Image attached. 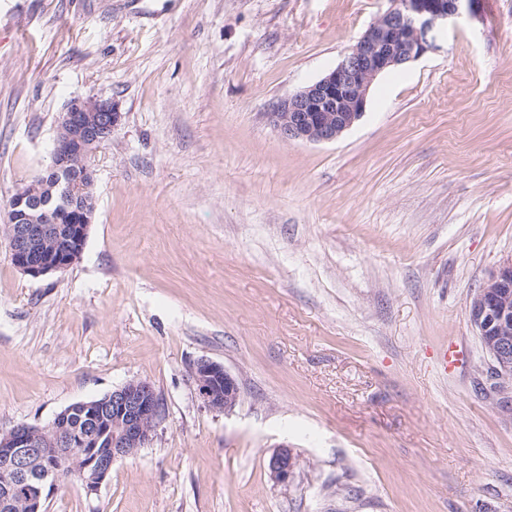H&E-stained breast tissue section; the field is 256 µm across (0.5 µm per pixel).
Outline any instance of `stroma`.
<instances>
[{"mask_svg":"<svg viewBox=\"0 0 512 512\" xmlns=\"http://www.w3.org/2000/svg\"><path fill=\"white\" fill-rule=\"evenodd\" d=\"M390 6L0 0V432L131 381L162 409L97 493L71 481L46 512H512V396L468 316L512 260V0L379 76L334 142L266 120ZM88 97L121 119L83 254L33 278L8 202ZM445 341L464 361L442 376ZM201 359L236 379L231 412L203 404ZM295 466V457L288 446H282L269 461L270 474L280 483H288L293 477Z\"/></svg>","mask_w":512,"mask_h":512,"instance_id":"35a3bbf8","label":"stroma"}]
</instances>
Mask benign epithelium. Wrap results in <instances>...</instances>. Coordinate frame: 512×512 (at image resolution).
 <instances>
[{
    "instance_id": "benign-epithelium-1",
    "label": "benign epithelium",
    "mask_w": 512,
    "mask_h": 512,
    "mask_svg": "<svg viewBox=\"0 0 512 512\" xmlns=\"http://www.w3.org/2000/svg\"><path fill=\"white\" fill-rule=\"evenodd\" d=\"M461 0H391L335 68L298 92L280 99L267 122L286 140L332 142L365 113L373 81L415 61L435 47L448 19L459 16ZM121 113L110 101L74 99L62 112L51 153V173L65 174L70 195L60 209L53 196L18 191L9 202L11 260L22 273L38 278L62 272L83 252L93 213L82 191L93 183L91 153L107 141ZM469 320L481 336L493 365L491 377L512 389V261L500 266L474 294ZM193 376L204 404L229 412L238 398L234 377L223 366L200 360ZM80 408L94 431L76 438L67 418ZM160 421V400L145 381H131L101 401L80 402L59 413L47 427L18 424L0 433V512H10L22 491L27 512H40L59 483L76 477L88 493L98 491L119 459L150 442ZM296 460L283 446L269 461L272 477L288 482Z\"/></svg>"
}]
</instances>
